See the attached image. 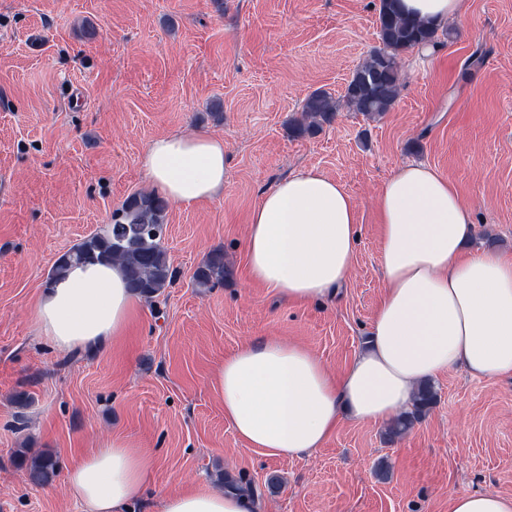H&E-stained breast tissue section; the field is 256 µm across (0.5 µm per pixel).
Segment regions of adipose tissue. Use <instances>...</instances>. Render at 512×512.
<instances>
[{
  "mask_svg": "<svg viewBox=\"0 0 512 512\" xmlns=\"http://www.w3.org/2000/svg\"><path fill=\"white\" fill-rule=\"evenodd\" d=\"M400 11L444 26L465 0H398ZM149 181L192 204L224 189V142L162 136L142 156ZM384 293L366 347L343 373L305 347L275 338L241 345L214 368L224 418L249 447L278 456L321 448L343 419L384 422L413 403L422 381L458 368L477 379L512 376V258L466 250L473 210L432 167L411 163L377 201ZM357 213L336 180L293 171L251 213L246 249L253 281L288 300L317 301L348 279ZM136 304L118 266L72 265L43 289L34 320L63 351L99 348L124 333ZM153 460L112 438L70 465L68 493L82 512H130L149 492ZM160 512H250L246 497L189 485L160 497ZM448 512H512L495 491L449 496Z\"/></svg>",
  "mask_w": 512,
  "mask_h": 512,
  "instance_id": "1",
  "label": "adipose tissue"
}]
</instances>
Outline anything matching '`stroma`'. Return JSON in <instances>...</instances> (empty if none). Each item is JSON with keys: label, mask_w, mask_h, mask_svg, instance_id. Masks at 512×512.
<instances>
[{"label": "stroma", "mask_w": 512, "mask_h": 512, "mask_svg": "<svg viewBox=\"0 0 512 512\" xmlns=\"http://www.w3.org/2000/svg\"><path fill=\"white\" fill-rule=\"evenodd\" d=\"M378 10L379 0H0V512H81L66 471L112 437L156 462L134 512L227 479L251 485L252 512H448L452 494L512 495V377L441 374L437 403L403 437L346 420L295 457L248 447L209 382L261 337L346 370L383 294L377 196L405 164L452 181L473 210L474 247L512 257V0H466L433 52L405 56L389 112L343 108L316 134L289 135L311 93L343 95L378 43ZM200 133L224 142V190L169 202L175 281L138 299L106 348L58 351L33 318L55 261L151 190L141 157L153 139ZM303 167L340 182L357 212L352 273L322 302L282 299L248 273L253 209ZM216 249L224 279L200 287L194 272ZM20 448L54 455L51 485L30 482Z\"/></svg>", "instance_id": "35a3bbf8"}]
</instances>
